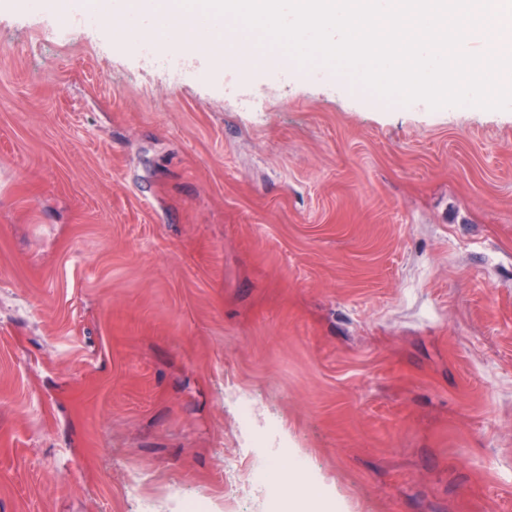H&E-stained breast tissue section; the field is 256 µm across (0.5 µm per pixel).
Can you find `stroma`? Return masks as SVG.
Here are the masks:
<instances>
[{
  "mask_svg": "<svg viewBox=\"0 0 512 512\" xmlns=\"http://www.w3.org/2000/svg\"><path fill=\"white\" fill-rule=\"evenodd\" d=\"M83 7L0 0V512H264L268 448L330 512H512V110ZM268 468L267 464H259L257 465L252 473H251V480L252 485L258 489L263 494V503L264 507L268 512H276L275 511V505H276V497L275 493L268 489V486L266 484V470Z\"/></svg>",
  "mask_w": 512,
  "mask_h": 512,
  "instance_id": "35a3bbf8",
  "label": "stroma"
}]
</instances>
